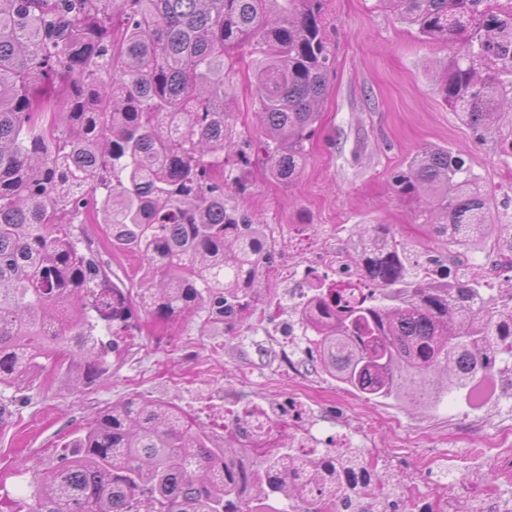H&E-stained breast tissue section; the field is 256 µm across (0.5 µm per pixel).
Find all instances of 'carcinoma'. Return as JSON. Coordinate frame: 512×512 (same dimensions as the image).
I'll use <instances>...</instances> for the list:
<instances>
[{
	"instance_id": "obj_1",
	"label": "carcinoma",
	"mask_w": 512,
	"mask_h": 512,
	"mask_svg": "<svg viewBox=\"0 0 512 512\" xmlns=\"http://www.w3.org/2000/svg\"><path fill=\"white\" fill-rule=\"evenodd\" d=\"M427 43L451 49L439 91L475 132L512 123V0H386ZM323 0H0V387H18L72 347L106 369L100 324L126 327L129 289L106 287L76 224H105L112 249L142 262L143 308L169 321L204 309L231 322L270 259L264 224L224 206V167L241 153L228 122L229 51L262 58L258 116L270 178L293 182L328 90ZM425 199L430 236L462 249L512 239L490 197L449 148L430 147L392 176ZM388 224L355 256L368 293L315 285L298 321L324 372L376 398L431 405L512 367V290L440 276ZM298 458L238 427L237 447L180 408L128 399L105 408L61 464L39 477L27 512H288L309 489L348 497L372 477Z\"/></svg>"
}]
</instances>
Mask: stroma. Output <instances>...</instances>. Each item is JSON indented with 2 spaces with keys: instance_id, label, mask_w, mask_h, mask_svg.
Wrapping results in <instances>:
<instances>
[{
  "instance_id": "35a3bbf8",
  "label": "stroma",
  "mask_w": 512,
  "mask_h": 512,
  "mask_svg": "<svg viewBox=\"0 0 512 512\" xmlns=\"http://www.w3.org/2000/svg\"><path fill=\"white\" fill-rule=\"evenodd\" d=\"M323 8L335 62L305 167L292 184L269 177L260 149L258 57L246 45L232 53L231 122L248 145L224 181H243L246 189H229L224 201L252 223L268 225L273 252L249 307L234 322L203 311L162 322L135 295L129 327L104 372L86 378L83 362L64 357L23 388L1 389L0 512L29 500L39 473L59 465L65 446L100 409L132 396L176 405L219 439L245 415L284 421L293 407L323 436L355 429L357 444L374 443L394 470L417 483L439 481L426 470L432 462L465 466L472 480L482 479L488 438L512 425V373L496 376L482 406L452 396L412 409L343 389L292 325L296 297L332 275L336 258L353 261L358 234L370 224L392 225L399 238L458 276L511 287L512 275L491 245L462 250L429 240L416 201L394 193L391 175L423 148H452L490 193L493 222L512 225V158L502 152L512 123L476 137L436 84L448 48L422 42L379 0H325ZM83 230L111 281L138 288L139 260L110 249L104 225Z\"/></svg>"
}]
</instances>
